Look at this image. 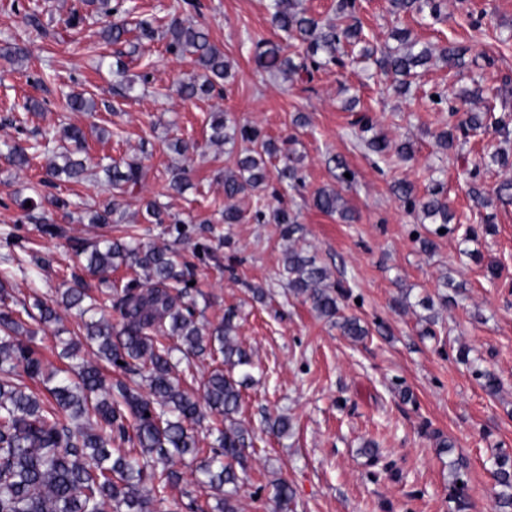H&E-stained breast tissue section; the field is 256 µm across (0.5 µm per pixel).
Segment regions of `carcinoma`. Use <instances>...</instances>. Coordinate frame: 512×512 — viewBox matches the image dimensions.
I'll use <instances>...</instances> for the list:
<instances>
[{
    "instance_id": "obj_1",
    "label": "carcinoma",
    "mask_w": 512,
    "mask_h": 512,
    "mask_svg": "<svg viewBox=\"0 0 512 512\" xmlns=\"http://www.w3.org/2000/svg\"><path fill=\"white\" fill-rule=\"evenodd\" d=\"M124 0H103V14L114 17L103 26L105 43L127 42L128 29L116 16L125 12ZM395 14L424 15L439 18L440 0H389ZM268 8L274 26L285 35L306 45L297 58L285 54L280 45L259 41L254 61L264 71L275 70L283 76L314 73L330 64H340L341 42L361 41V29L355 23L357 0H338L336 21L326 24L298 9L296 0H270ZM400 46L378 60L380 69L394 77L395 92H410V79L433 56L448 66L461 68L468 48L444 45L417 47L406 29L396 30ZM167 48L176 54L191 56L195 73L180 86L186 98L210 95L229 76L224 52L212 43L200 27L187 25L173 16L164 30ZM65 106L74 112H93L95 103L80 94H69ZM512 116L493 118L491 110L468 112L458 119V110L448 107L445 129L436 138L447 149L455 144L461 129L477 131L493 127L495 133L509 137ZM209 141L213 144H250L238 160V172L224 175V223L236 224L242 211L232 200L246 193L265 190L271 183L296 185L302 182L300 159L290 150L266 138L250 125L228 123L217 113L211 117ZM44 138L55 143L67 141L72 149L53 153L45 177L31 185L32 195L21 201L31 203L33 211L48 203L68 215L69 198L50 192L61 182L78 183L85 170L84 161L74 155L86 151L83 130L65 125L47 131ZM277 155L281 167L271 174L265 156ZM9 162L29 166L26 148L15 145L8 151ZM112 190L120 195L133 194L142 187L146 169L141 161L115 162L102 167ZM188 185L186 170L174 167L164 186L165 193H183ZM393 194L411 212L452 231L448 224L454 215L448 209L443 187L436 183L420 196L415 186L398 181ZM314 206L326 214L352 219L342 197L333 189L314 193ZM117 211L110 202L96 209L91 224H109ZM253 219L281 226V238L292 240L300 231L295 217L285 207H271L266 198L255 199ZM89 272L99 276L105 287L98 295L81 288H68L50 301L34 300L32 305L16 308L13 289L0 283V512H205L195 497L187 505L166 506L165 489L176 486L182 473L176 466L198 462L201 475L197 485L219 497L218 512H238V470L246 467V449L253 447L251 430L237 418L242 389L252 381L255 363L252 352L237 339L233 323L235 311L225 312L216 324L195 319L196 301L187 278L188 264L176 259L166 246H143L135 236L102 237L81 250ZM130 267L135 278L117 287L112 273ZM280 276L297 297L311 303L318 316L332 321L342 334L360 339L368 330L355 316H339V299L347 296L341 283H327V269L315 256L290 243L284 251ZM76 310L82 318L81 336L65 343L63 355L70 360L64 368L46 371V365L31 347L33 330L26 319L38 318L47 327L58 321L57 309ZM110 307L119 313V325L105 317L86 318ZM38 314H33L32 310ZM208 358L216 367L201 381L202 401L194 400L180 385L175 374L180 364L191 365ZM116 367L125 379L112 381L109 369ZM55 381L46 393L34 391L29 382L38 378ZM219 417L209 448L199 446L195 426L200 424V405ZM463 462L450 464L449 500L456 512H467L470 501L467 483L462 479ZM495 491L501 512H512V457L498 453L494 457ZM273 500L288 507L293 491L284 479L272 483Z\"/></svg>"
}]
</instances>
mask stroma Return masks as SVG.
I'll return each mask as SVG.
<instances>
[{"label":"stroma","mask_w":512,"mask_h":512,"mask_svg":"<svg viewBox=\"0 0 512 512\" xmlns=\"http://www.w3.org/2000/svg\"><path fill=\"white\" fill-rule=\"evenodd\" d=\"M174 3L132 0L134 9L123 20L132 30L147 18L160 32L176 13L204 28L232 65L223 97L184 98L179 85L193 72L191 57L169 52L158 35L140 38L136 54L126 61L128 77L148 74V84L119 98L113 93L114 49L100 38L103 17L79 0H0V240L9 232L19 235L25 252L49 261L38 272L13 271L15 298L49 299L77 285L98 289V278L83 267L81 247L95 235L116 237L134 228L141 242L168 245L189 262L197 310L205 320L219 322L227 308L236 309L237 337L254 354L255 381L243 390L240 414L255 435L238 492L241 512H273L271 482L278 477L294 492L289 512H452L448 478L459 456L467 461L470 512H498L493 456L512 455V203H500L493 194L504 170L482 169L480 180L489 192L482 202L470 193L468 171L488 152L512 151V139L477 131L451 150L440 149L436 136L447 107L431 103L425 92L438 87L455 93L478 85L487 105L512 106V0H444L437 21L394 15L388 0H358L356 18L366 44L394 46V29L405 28L424 45L468 47L463 72L431 64L406 96L392 91L391 78L364 60L357 45H343L344 66L322 69L309 83L258 70L256 42L280 39L269 0H194L178 12ZM75 6L84 20L64 30ZM31 10L41 29L27 23ZM469 11L484 13L482 32L469 27ZM14 47L25 48L27 59L7 62L3 53ZM73 92L93 97L95 112L64 109ZM353 96L374 116V135L394 146L411 142L410 160L375 161L353 133L345 108ZM28 101L35 102L34 110L25 109ZM217 111L260 128L302 156L305 185L279 202L296 215L301 246L315 253L331 281L348 287L342 306L368 325L364 340L345 338L282 287L279 229L255 223L250 197L236 200L240 223H222L221 175L235 169L245 145L209 144L211 115ZM301 115L306 124H298ZM65 124L85 130L89 160L84 182L58 188L72 201L70 216L50 214L70 229L62 239L44 235L18 204L44 176L48 157L18 169L5 154L8 146ZM177 138L194 144L187 158L169 150ZM135 157L148 168L142 188L122 199L112 224L93 227L88 210L111 196L99 162ZM334 157L354 172L351 182L337 183ZM179 162L189 171L190 186L180 195L165 194L168 168ZM400 180L412 182L421 194L441 182L450 208L479 228L477 240L458 232L435 234L433 225L393 194ZM333 186L354 222L314 206L315 191ZM149 200L187 223L189 236H178L167 224L145 223ZM204 220L212 227L205 235L197 230ZM488 224L493 233H484ZM428 236L434 246L426 250L420 240ZM199 246L209 247L212 258L194 260ZM474 249L481 262L469 258ZM490 263L498 267L492 280L486 276ZM448 285L457 289L453 303L431 310L423 305V298H438ZM255 287L265 289L264 301L253 299ZM78 331L75 313L64 310L58 323L37 331L31 345L53 368L60 364L57 339ZM463 349L469 352L464 362ZM483 369L500 379L499 392L483 389L477 377ZM279 414L290 424L280 438L268 434L265 423ZM443 438L453 443L452 452H440ZM369 441L379 448L378 462L362 452Z\"/></svg>","instance_id":"obj_1"}]
</instances>
